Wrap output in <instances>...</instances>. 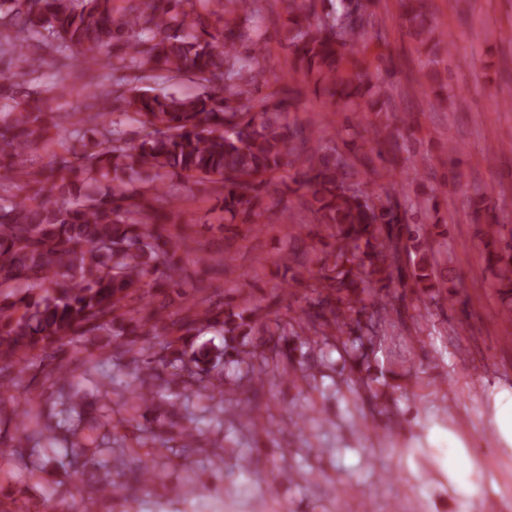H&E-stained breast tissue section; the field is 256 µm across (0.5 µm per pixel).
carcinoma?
Segmentation results:
<instances>
[{
	"instance_id": "1",
	"label": "carcinoma",
	"mask_w": 512,
	"mask_h": 512,
	"mask_svg": "<svg viewBox=\"0 0 512 512\" xmlns=\"http://www.w3.org/2000/svg\"><path fill=\"white\" fill-rule=\"evenodd\" d=\"M260 0H0V52L19 71L0 76V95L14 104L0 109V292L24 295L0 302V360L11 361L56 344L118 327V354L134 351L143 336H177L173 361L190 363V375L235 368L260 348L291 360L295 344L313 334L339 354L336 391L363 389L370 401L391 385L373 368L374 333L401 318L389 301L397 282L431 299L457 287L448 267V227L438 223L447 181L426 196H374L363 189L362 169L374 162L418 170L410 129L389 121V83L366 71L352 76L348 58L374 30L376 0H280L286 15L281 39L290 50L292 75L256 107L244 99L261 72L238 47L261 49ZM408 34L428 55L449 53L430 0H406ZM112 71L125 82L93 95L79 113L61 112L60 84H41L39 49L84 64L80 78L99 79L92 65L116 43ZM193 74L195 94L157 93L150 84ZM312 84L345 113L337 138L314 140L311 124L290 118ZM132 116L139 132L129 137L112 120ZM96 138L85 142L87 127ZM178 175L219 188L224 220L258 223L263 216L288 223L286 194L302 201L309 223L323 228L336 248L294 236L298 245L282 258L288 286L307 283L317 297L273 332L250 299L234 310L208 299L191 302L183 291L188 236L164 224L179 195L165 179ZM496 187L477 189L474 223L486 242L484 261L512 322V225L497 223ZM224 333V347L193 337L202 328ZM84 364L56 366L63 391ZM145 378L130 387L132 408L148 418L153 391L164 381L151 360Z\"/></svg>"
}]
</instances>
